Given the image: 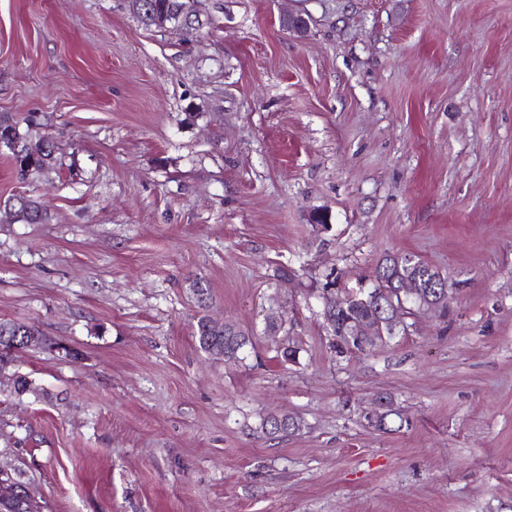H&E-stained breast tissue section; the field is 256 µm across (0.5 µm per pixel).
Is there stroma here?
I'll use <instances>...</instances> for the list:
<instances>
[{
  "label": "stroma",
  "instance_id": "stroma-1",
  "mask_svg": "<svg viewBox=\"0 0 512 512\" xmlns=\"http://www.w3.org/2000/svg\"><path fill=\"white\" fill-rule=\"evenodd\" d=\"M191 9L0 0V125L52 151L21 178L0 145V320L48 340L0 379V463L42 512H512V0ZM396 252L447 277V317L336 356L326 275ZM204 315L242 361L200 350ZM278 413L301 429L259 433ZM129 2L133 13L146 28L157 26V29H167L168 27L164 22L167 21L168 24L174 23L186 30H196L195 25H193L195 21L191 19L189 23L183 24L180 14L189 16L190 12L187 5L182 4L180 0H131ZM181 4L182 8L179 13ZM159 23L163 24L159 25ZM195 337L199 347L209 353L212 349L219 350L212 355L224 357L228 363H236L243 360L245 349L253 345L248 332L240 329L235 324H225L224 329L217 330L210 325L207 316L201 317L197 321ZM224 350V352H223ZM379 398L380 400L385 401L384 409L382 410L381 407L382 402L375 399V401L373 402V406L366 413V417L371 423H373L375 422L376 418L380 415L382 411L381 416L378 418L377 423L374 426L377 427L379 430H388L387 426L389 417L393 415L397 416L398 411L395 406V402L391 396L383 395L382 397Z\"/></svg>",
  "mask_w": 512,
  "mask_h": 512
}]
</instances>
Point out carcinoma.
<instances>
[{"label": "carcinoma", "mask_w": 512, "mask_h": 512, "mask_svg": "<svg viewBox=\"0 0 512 512\" xmlns=\"http://www.w3.org/2000/svg\"><path fill=\"white\" fill-rule=\"evenodd\" d=\"M180 5L181 0H130L133 13L147 28L156 27L165 21L186 30L195 29L193 23L182 22ZM0 144L10 150L18 173L22 176L32 168H43L51 159V151L46 144L27 142L26 134L16 125L0 127ZM15 215L24 222L44 219L38 206L24 199L18 201ZM407 279L415 280L420 291L416 302L407 310V316H418L420 305L430 302L435 305V311L442 315L447 313L448 281L437 269L411 253L385 254L378 260L368 283L355 290L354 295L347 297L344 304L335 306L329 330L332 336L331 346L336 355L343 357L374 346L372 342L365 344L351 335L348 331L349 323L376 315L381 316L384 321L389 320L390 308L408 298L406 289L402 288V283ZM33 330L35 327L27 323L0 320V345L13 346L17 350L24 349V337ZM196 339L203 351L208 353L215 348L216 355L223 357L228 363L242 360L245 349L253 345L248 332L231 324L218 330L210 325L206 316L197 321ZM300 428V420L286 414L268 415L261 419L259 425L263 434L272 437H285ZM13 479L17 482L20 493L18 506L13 512H40L41 506L31 493L25 471L21 468L15 469Z\"/></svg>", "instance_id": "cac0c4a2"}]
</instances>
